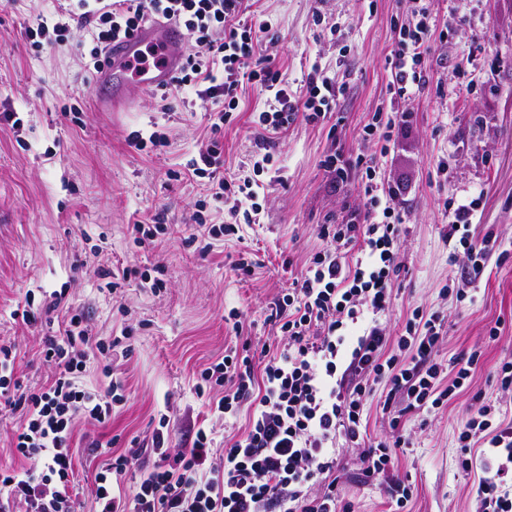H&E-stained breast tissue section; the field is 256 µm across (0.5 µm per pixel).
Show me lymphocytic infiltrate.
Segmentation results:
<instances>
[{
  "instance_id": "lymphocytic-infiltrate-1",
  "label": "lymphocytic infiltrate",
  "mask_w": 512,
  "mask_h": 512,
  "mask_svg": "<svg viewBox=\"0 0 512 512\" xmlns=\"http://www.w3.org/2000/svg\"><path fill=\"white\" fill-rule=\"evenodd\" d=\"M413 2L411 18L394 24L391 107L374 112L363 127L378 154L353 156L338 148L322 161L333 187L360 175L361 200L348 220L331 217L321 224L323 249L279 296L274 318L288 338L287 347L265 346L255 354L246 343L200 374L198 395L207 396L213 386L224 389L221 397L207 396L210 411L227 420L247 411L246 431L219 452L201 426L190 447L173 448L167 422L159 420L149 446L132 442L97 473V512H351L336 492L335 444L340 438L361 449L366 480L383 486L397 506L406 505L410 487L394 471L404 440L372 439L363 428L374 385L388 382V398L403 397L405 412L428 413L464 387L483 356L479 349L461 356L450 368L455 377L447 385L443 378L450 369L438 359L445 315L414 307L394 338L378 321L391 305L405 233L397 193L385 188L382 170L396 132L411 124L400 101L428 81L429 0ZM155 21L178 23L196 45L178 76L158 89L159 110L171 111L173 100L186 90L202 102L232 104L243 83L257 84L265 100L252 113L251 124L261 136L263 162H273L275 138L296 120L317 125L336 110L341 90L335 78L311 68L296 92L273 61L262 56L249 0H68L56 12L52 29L88 30L94 43L89 63L97 69L112 43ZM231 119V111L219 107L211 122V146L191 163L194 174L210 178L215 197L233 194L245 202L243 210H232L219 226L227 236L235 234L237 224L255 222L260 212L256 191L217 175L218 136ZM478 207L475 197L443 202L448 234L462 248L466 274L472 278L498 250L495 237L478 239L471 232ZM93 348L102 355L110 350L105 341H92L81 311L67 309L63 327L41 338L42 360L53 368L52 380L25 388L14 377V345L0 343V405L21 414L13 445L25 461L0 471V489L7 492L0 512H77L74 426L81 420L107 425L124 399L117 380L99 394L77 385L76 376ZM474 402L458 436L461 467L482 471L476 487L478 512H512L507 490L512 484V423L502 419L485 395L475 394ZM146 452L156 456L155 466L139 476L132 494L116 493L129 465Z\"/></svg>"
}]
</instances>
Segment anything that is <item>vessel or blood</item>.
<instances>
[{
  "mask_svg": "<svg viewBox=\"0 0 512 512\" xmlns=\"http://www.w3.org/2000/svg\"><path fill=\"white\" fill-rule=\"evenodd\" d=\"M186 35L175 23H151L127 42L109 48L95 83L105 99L120 97L128 72H135L141 89L152 91L168 84L183 62Z\"/></svg>",
  "mask_w": 512,
  "mask_h": 512,
  "instance_id": "b4317fda",
  "label": "vessel or blood"
}]
</instances>
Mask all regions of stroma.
I'll return each instance as SVG.
<instances>
[{
  "mask_svg": "<svg viewBox=\"0 0 512 512\" xmlns=\"http://www.w3.org/2000/svg\"><path fill=\"white\" fill-rule=\"evenodd\" d=\"M63 0H0V107L18 120L0 123V340L15 343L17 378L40 386L53 374L39 359L44 325L16 318L26 298L42 305L61 292L87 318L91 335L111 342L107 366L88 360L80 377L85 388L106 390L111 376L124 383L126 401L116 406L112 448L90 450L99 429L80 421L74 428L75 469L83 500L94 492V474L131 440L148 442L159 419H167L171 445L189 443L207 424L215 447L244 431L248 417L227 423L209 413L198 397L200 373L226 351L250 341L254 347L279 340L271 318L282 289L309 265L323 242L318 226L327 216L345 218L359 201L360 185L333 188L321 161L335 146L369 154L361 137L371 114L390 98V53L395 17L410 18L412 0H255L268 25L261 39L292 89H299L312 65L346 84L337 131L299 120L277 140L275 163L254 171L252 112L262 108L259 90L245 85L235 119L221 140L227 180L253 176L263 191L260 223L243 224L233 239H210L207 256L181 244L199 233L193 215L206 201L208 222L221 224L234 198L212 199L208 179L189 176L190 160L211 140L212 104H175L156 109L152 93L129 86V105L105 112L97 105L92 74L81 63L91 39L71 30L54 50L30 47L21 32L51 18ZM433 36L425 66L428 87L407 100L412 127L400 132L385 165V179L405 203L407 235L404 269L389 312L380 323L399 335L413 307L443 311L447 333L439 347L445 364L473 348L484 351L465 390L448 405L425 415L403 414V398L386 402L388 387L378 383L367 405L370 437L391 435L393 417L411 445L398 454L397 473L409 480L408 512H477L475 488L480 468L462 472L458 433L475 393L495 396L500 413L512 421V395L497 393L493 368L512 357V0H430ZM468 21L458 25L459 14ZM470 60L471 85L455 69ZM76 107L74 118L62 112ZM163 134L165 147L152 153L131 148L137 134ZM447 160L448 175L436 165ZM479 197L472 231L496 236L507 259L489 260L481 275L465 285L464 301L441 296L444 284L461 282V252L444 233L448 196ZM161 217L168 230L151 246L135 245L127 230L136 221ZM248 254L251 277L233 263ZM134 265L161 269L160 291L135 281L111 289L101 267ZM462 283V282H461ZM243 312V336L224 323L230 310ZM504 327L497 340L488 331ZM339 493L352 512H394L379 488L364 483L360 451L339 444Z\"/></svg>",
  "mask_w": 512,
  "mask_h": 512,
  "instance_id": "1",
  "label": "stroma"
}]
</instances>
